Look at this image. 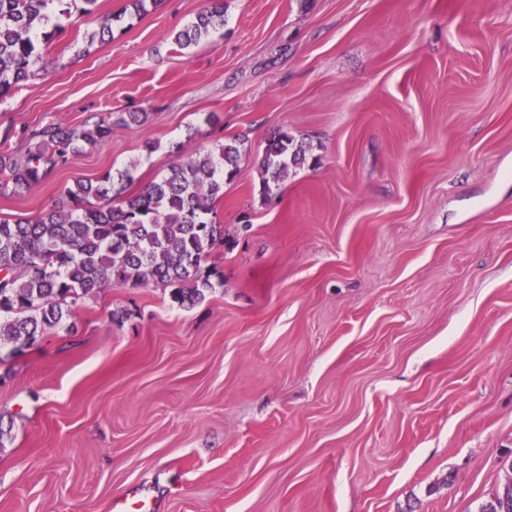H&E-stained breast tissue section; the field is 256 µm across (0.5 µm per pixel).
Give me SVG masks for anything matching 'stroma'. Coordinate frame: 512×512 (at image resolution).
<instances>
[{
    "mask_svg": "<svg viewBox=\"0 0 512 512\" xmlns=\"http://www.w3.org/2000/svg\"><path fill=\"white\" fill-rule=\"evenodd\" d=\"M127 4L61 19L0 100V155L55 120L148 122L0 219L240 134L224 285L190 308L106 289L0 364V512H478L512 481V0H224L190 50L206 0ZM281 130L319 163L266 200ZM212 5L201 10L195 20L185 28L178 31L174 37V43L180 49H187L199 44L224 27L223 0H212Z\"/></svg>",
    "mask_w": 512,
    "mask_h": 512,
    "instance_id": "obj_1",
    "label": "stroma"
}]
</instances>
